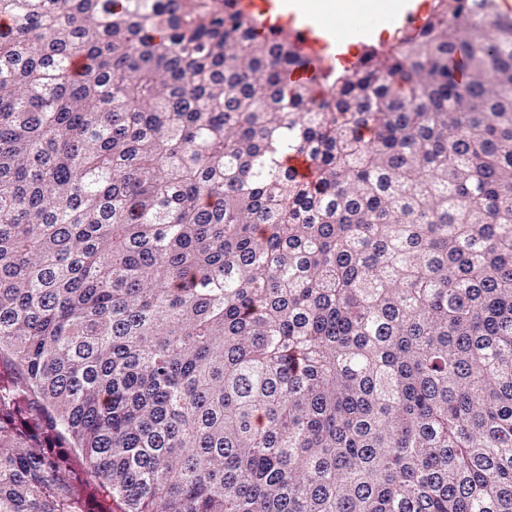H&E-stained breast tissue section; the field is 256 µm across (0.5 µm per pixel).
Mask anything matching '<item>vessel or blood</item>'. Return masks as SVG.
Returning a JSON list of instances; mask_svg holds the SVG:
<instances>
[{
    "label": "vessel or blood",
    "instance_id": "1",
    "mask_svg": "<svg viewBox=\"0 0 512 512\" xmlns=\"http://www.w3.org/2000/svg\"><path fill=\"white\" fill-rule=\"evenodd\" d=\"M408 6L400 13L381 14L356 4L351 13L329 21L321 14L298 13L291 0H232L235 9L254 18L258 27L270 21L291 25L293 36L305 62L287 74L290 82H309L318 73L308 66V58L327 53L329 49H343L346 40L369 39L376 30L403 31L417 27L424 13L430 10V0H407Z\"/></svg>",
    "mask_w": 512,
    "mask_h": 512
}]
</instances>
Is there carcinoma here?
<instances>
[{"label": "carcinoma", "mask_w": 512, "mask_h": 512, "mask_svg": "<svg viewBox=\"0 0 512 512\" xmlns=\"http://www.w3.org/2000/svg\"><path fill=\"white\" fill-rule=\"evenodd\" d=\"M298 60L0 0V512H512V15Z\"/></svg>", "instance_id": "1"}]
</instances>
